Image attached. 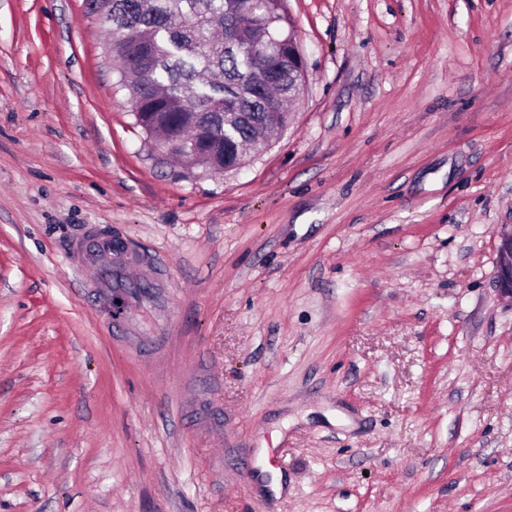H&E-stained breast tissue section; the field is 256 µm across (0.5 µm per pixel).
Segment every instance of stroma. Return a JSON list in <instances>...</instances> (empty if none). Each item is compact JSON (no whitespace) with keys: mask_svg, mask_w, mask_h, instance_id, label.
<instances>
[{"mask_svg":"<svg viewBox=\"0 0 512 512\" xmlns=\"http://www.w3.org/2000/svg\"><path fill=\"white\" fill-rule=\"evenodd\" d=\"M287 6L288 127L215 175L88 0H0V512H512V0ZM496 235L499 241L496 266L497 290L501 297L512 299V224L498 225Z\"/></svg>","mask_w":512,"mask_h":512,"instance_id":"35a3bbf8","label":"stroma"}]
</instances>
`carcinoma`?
Masks as SVG:
<instances>
[{"label": "carcinoma", "instance_id": "obj_1", "mask_svg": "<svg viewBox=\"0 0 512 512\" xmlns=\"http://www.w3.org/2000/svg\"><path fill=\"white\" fill-rule=\"evenodd\" d=\"M112 30V57L137 77L133 112L167 122L176 139L193 132L185 112L201 113L199 126L223 131L224 113H241V145L260 134L268 102L277 103L282 128L288 87L305 73L288 66L273 41L293 28L287 0H89ZM247 41L250 53L240 50Z\"/></svg>", "mask_w": 512, "mask_h": 512}]
</instances>
